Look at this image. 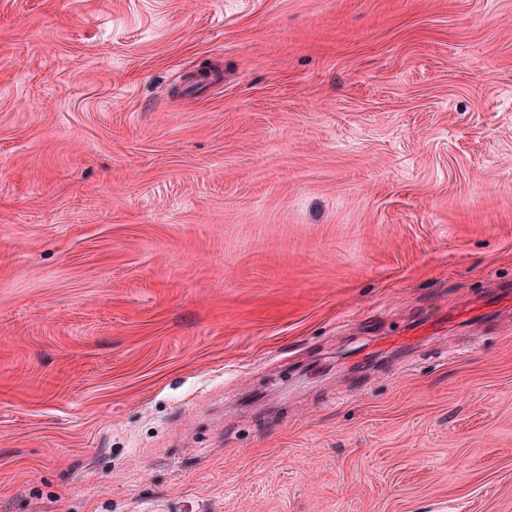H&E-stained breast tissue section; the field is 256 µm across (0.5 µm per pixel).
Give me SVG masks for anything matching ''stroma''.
<instances>
[{
	"label": "stroma",
	"mask_w": 512,
	"mask_h": 512,
	"mask_svg": "<svg viewBox=\"0 0 512 512\" xmlns=\"http://www.w3.org/2000/svg\"><path fill=\"white\" fill-rule=\"evenodd\" d=\"M506 283L512 0H0V512H512Z\"/></svg>",
	"instance_id": "1"
}]
</instances>
